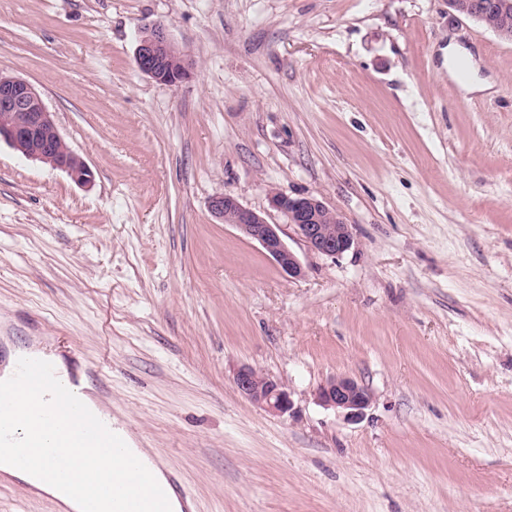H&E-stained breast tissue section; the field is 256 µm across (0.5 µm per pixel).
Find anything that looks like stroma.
Instances as JSON below:
<instances>
[{
  "label": "stroma",
  "mask_w": 512,
  "mask_h": 512,
  "mask_svg": "<svg viewBox=\"0 0 512 512\" xmlns=\"http://www.w3.org/2000/svg\"><path fill=\"white\" fill-rule=\"evenodd\" d=\"M153 23L180 85L136 67ZM0 72L93 173L0 142L1 352L102 365L104 408L194 512H512V42L448 0H0ZM272 187L351 248L311 251ZM224 193L303 277L211 215ZM243 365L294 414L244 398ZM335 376L370 393L361 420L318 401ZM0 512L61 510L8 477ZM136 64L142 74L167 86L181 84L189 77L192 67L187 55L172 41L160 23L140 29ZM268 198L271 207L286 217L312 251L336 257L351 248L353 237L349 225L318 198H293L274 188L268 190ZM209 208L216 219L235 226L244 236L258 242L288 278L304 275L303 265L280 235V225L271 224L266 212L250 209L227 193L213 197ZM239 393L254 405L273 415L293 413V401L288 385L273 376L247 365L234 375Z\"/></svg>",
  "instance_id": "35a3bbf8"
}]
</instances>
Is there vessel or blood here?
<instances>
[{
    "label": "vessel or blood",
    "mask_w": 512,
    "mask_h": 512,
    "mask_svg": "<svg viewBox=\"0 0 512 512\" xmlns=\"http://www.w3.org/2000/svg\"><path fill=\"white\" fill-rule=\"evenodd\" d=\"M54 364L46 357H26L16 367L13 379L0 383V447L1 448H69L75 456L92 449L118 447L119 442L109 434L108 423L81 400H73L69 418L56 417L55 401L60 393L71 391ZM17 390L27 393L25 403L11 401ZM58 420L53 440H46L42 425ZM177 498L182 512H192L191 502L175 476L166 484L154 486L150 498L130 491L123 475L112 480V504L115 512H168L169 498Z\"/></svg>",
    "instance_id": "b4317fda"
}]
</instances>
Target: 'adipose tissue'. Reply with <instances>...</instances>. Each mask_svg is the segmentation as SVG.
Here are the masks:
<instances>
[{"instance_id":"obj_1","label":"adipose tissue","mask_w":512,"mask_h":512,"mask_svg":"<svg viewBox=\"0 0 512 512\" xmlns=\"http://www.w3.org/2000/svg\"><path fill=\"white\" fill-rule=\"evenodd\" d=\"M15 455V449L0 448V471L35 491L50 495L71 512H78L80 506L90 500L97 501L99 512H112V498L105 495L104 489L111 486L113 472H126L134 480L139 467L147 463L144 453L136 448H120L105 456L89 452L77 466L72 464L66 450L48 460L40 454H32L23 467L16 466ZM47 462L60 472L59 481L48 482L41 477L39 468Z\"/></svg>"}]
</instances>
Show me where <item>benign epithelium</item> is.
<instances>
[{
	"instance_id": "benign-epithelium-1",
	"label": "benign epithelium",
	"mask_w": 512,
	"mask_h": 512,
	"mask_svg": "<svg viewBox=\"0 0 512 512\" xmlns=\"http://www.w3.org/2000/svg\"><path fill=\"white\" fill-rule=\"evenodd\" d=\"M490 6L487 0H472L463 8L455 0H448V9L457 16L463 13L480 17ZM136 64L142 74L167 86L181 84L189 77L192 67L187 55L160 23L140 29ZM2 140L21 151L25 158L60 169L76 182L87 183L91 179L90 168L64 141L36 88L23 78L0 73ZM268 198L271 207L286 217L312 251L336 257L351 248L353 237L349 225L318 198H293L274 188L268 190ZM209 208L216 219L235 226L244 236L258 242L283 274L290 278L304 275L303 265L280 235V225L270 223L266 212L250 209L227 193L213 197ZM234 384L243 397L268 413L293 412L288 385L280 379L243 365L234 375ZM318 399L323 406L341 412L349 421L360 420L371 402L363 385L342 376L323 385Z\"/></svg>"
}]
</instances>
